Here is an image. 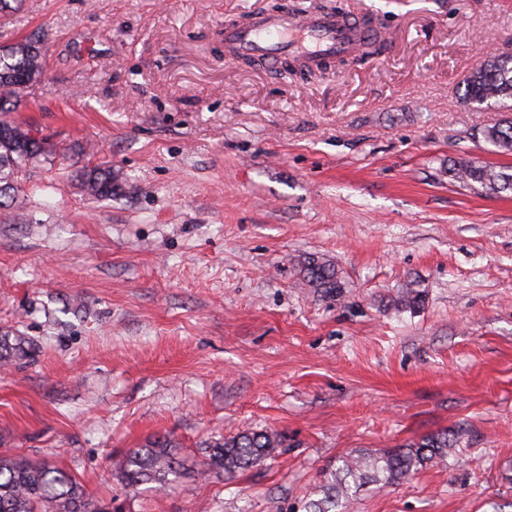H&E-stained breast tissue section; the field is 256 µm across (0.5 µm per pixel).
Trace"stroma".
<instances>
[{"mask_svg": "<svg viewBox=\"0 0 512 512\" xmlns=\"http://www.w3.org/2000/svg\"><path fill=\"white\" fill-rule=\"evenodd\" d=\"M335 9L385 51L308 80L225 58V27ZM25 38L43 73L12 118L48 153L0 208V330L35 347L0 368V449L124 512H300L339 456L445 432L443 462L349 512H512V195L448 177L512 166L477 137L505 111L463 100L512 52V0H23L0 45ZM309 255L340 298L299 279ZM252 431L288 445L163 494L111 471L163 434L200 470ZM448 177L463 187L485 195L512 192V168L499 167L474 160L448 164ZM112 169L93 168L84 173V187L89 196L95 199L112 196ZM299 278L309 288H317L325 295L338 298L344 283L336 266L315 256L299 261Z\"/></svg>", "mask_w": 512, "mask_h": 512, "instance_id": "stroma-1", "label": "stroma"}]
</instances>
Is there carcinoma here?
<instances>
[{
    "label": "carcinoma",
    "mask_w": 512,
    "mask_h": 512,
    "mask_svg": "<svg viewBox=\"0 0 512 512\" xmlns=\"http://www.w3.org/2000/svg\"><path fill=\"white\" fill-rule=\"evenodd\" d=\"M43 72L39 41L24 39L0 45V196L15 190L24 173L47 153V143L7 119L15 111L20 90ZM464 100L470 105H505L512 101V55L494 53L464 80ZM481 139L503 154L512 153V118L478 132ZM452 181L480 194L512 192V168L474 160L448 165ZM84 187L95 199L112 196V169L93 168L84 173ZM299 278L310 288L338 298L344 283L336 266L315 256L298 263ZM25 337L11 330L0 331V365L6 366L29 354ZM285 446L282 435L267 431L219 438L208 446L207 468L196 476L233 473L264 461L272 448ZM455 440L448 433L421 438L399 450L350 453L322 471L310 495L306 512H345L358 489L373 483L381 488L411 472L448 456ZM169 436H159L139 448H130L113 461V469L129 488L150 486L166 491L188 475ZM0 512H123L115 500L105 502L87 492L77 476L58 466L50 457L30 460L10 450L0 451Z\"/></svg>",
    "instance_id": "obj_1"
}]
</instances>
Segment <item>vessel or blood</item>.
<instances>
[{
	"label": "vessel or blood",
	"instance_id": "b4317fda",
	"mask_svg": "<svg viewBox=\"0 0 512 512\" xmlns=\"http://www.w3.org/2000/svg\"><path fill=\"white\" fill-rule=\"evenodd\" d=\"M370 35L361 21L329 11L305 17L288 13L259 15L249 25L225 27L224 49L232 59H277L291 54L306 67L317 69L326 55L352 57Z\"/></svg>",
	"mask_w": 512,
	"mask_h": 512
}]
</instances>
